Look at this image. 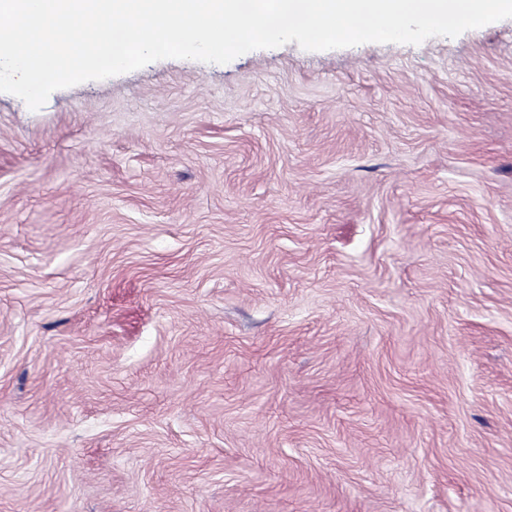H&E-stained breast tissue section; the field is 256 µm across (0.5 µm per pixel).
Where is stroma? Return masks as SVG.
<instances>
[{"label":"stroma","mask_w":512,"mask_h":512,"mask_svg":"<svg viewBox=\"0 0 512 512\" xmlns=\"http://www.w3.org/2000/svg\"><path fill=\"white\" fill-rule=\"evenodd\" d=\"M0 512H512V18L0 93Z\"/></svg>","instance_id":"35a3bbf8"}]
</instances>
